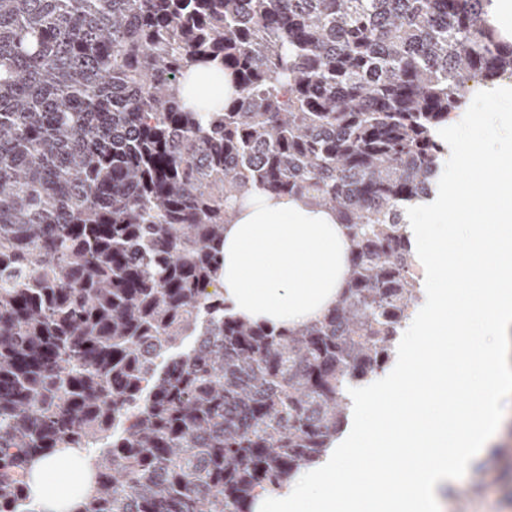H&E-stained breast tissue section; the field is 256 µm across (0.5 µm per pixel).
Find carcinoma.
Masks as SVG:
<instances>
[{"label": "carcinoma", "mask_w": 512, "mask_h": 512, "mask_svg": "<svg viewBox=\"0 0 512 512\" xmlns=\"http://www.w3.org/2000/svg\"><path fill=\"white\" fill-rule=\"evenodd\" d=\"M212 67L233 95L204 116ZM505 75L491 0H0V512L102 442L70 512H252L311 466L420 300L403 213L438 131ZM257 190L350 242L298 328L207 292Z\"/></svg>", "instance_id": "1"}]
</instances>
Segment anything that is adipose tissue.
Masks as SVG:
<instances>
[{"instance_id":"ef3b65f1","label":"adipose tissue","mask_w":512,"mask_h":512,"mask_svg":"<svg viewBox=\"0 0 512 512\" xmlns=\"http://www.w3.org/2000/svg\"><path fill=\"white\" fill-rule=\"evenodd\" d=\"M349 241L335 215L296 198L249 197L224 227V264L216 281L230 311L258 324L295 328L321 317L347 277ZM60 460L44 458L33 494L58 512Z\"/></svg>"}]
</instances>
